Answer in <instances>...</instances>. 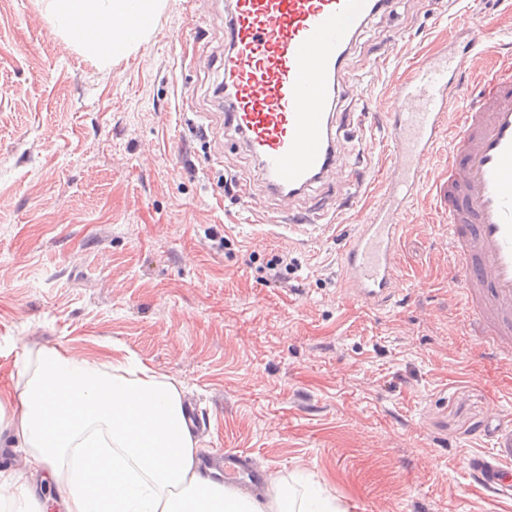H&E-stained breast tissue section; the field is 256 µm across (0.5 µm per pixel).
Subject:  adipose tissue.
Masks as SVG:
<instances>
[{"mask_svg": "<svg viewBox=\"0 0 512 512\" xmlns=\"http://www.w3.org/2000/svg\"><path fill=\"white\" fill-rule=\"evenodd\" d=\"M162 0H46L53 34L107 64L151 28ZM28 463L53 480L57 512H340L319 482L248 495L202 472L182 392L130 355L29 346L0 392Z\"/></svg>", "mask_w": 512, "mask_h": 512, "instance_id": "1", "label": "adipose tissue"}]
</instances>
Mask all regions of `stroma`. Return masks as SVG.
Masks as SVG:
<instances>
[{
	"label": "stroma",
	"mask_w": 512,
	"mask_h": 512,
	"mask_svg": "<svg viewBox=\"0 0 512 512\" xmlns=\"http://www.w3.org/2000/svg\"><path fill=\"white\" fill-rule=\"evenodd\" d=\"M224 2L164 0L139 47L102 67L51 34L43 0H0V387L25 345H116L181 383L207 425L202 453H245L287 485L313 474L345 512H512L463 464L491 450L489 419L512 422V367L478 357L460 327L433 188L412 203L385 310L357 304L340 265L381 194L372 176L390 153L398 78L488 21L492 57L507 61L512 0H389L368 21L345 75L380 56L388 69L365 95L343 91L338 173L293 202L324 218L281 235L279 198L224 132ZM282 253L286 288L261 280ZM1 471L40 502L57 495L7 429Z\"/></svg>",
	"instance_id": "35a3bbf8"
}]
</instances>
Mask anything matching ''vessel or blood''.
Listing matches in <instances>:
<instances>
[{
  "label": "vessel or blood",
  "mask_w": 512,
  "mask_h": 512,
  "mask_svg": "<svg viewBox=\"0 0 512 512\" xmlns=\"http://www.w3.org/2000/svg\"><path fill=\"white\" fill-rule=\"evenodd\" d=\"M388 0H227L221 62L224 129L259 162L294 226L312 218L290 202L336 170L333 133L344 64L366 23ZM490 29L475 30L459 59L439 52L405 74L384 114L393 144L381 201L357 225L342 253L345 281L363 307L380 310L396 294L399 241L417 194L434 186L448 213L454 275L466 322L484 337L489 359L512 360V66L490 65ZM477 71L480 87L467 72ZM465 102L449 121L451 102ZM448 144V179L430 183L428 162ZM491 454L467 469L490 496L512 493V426L491 420Z\"/></svg>",
  "instance_id": "vessel-or-blood-1"
}]
</instances>
